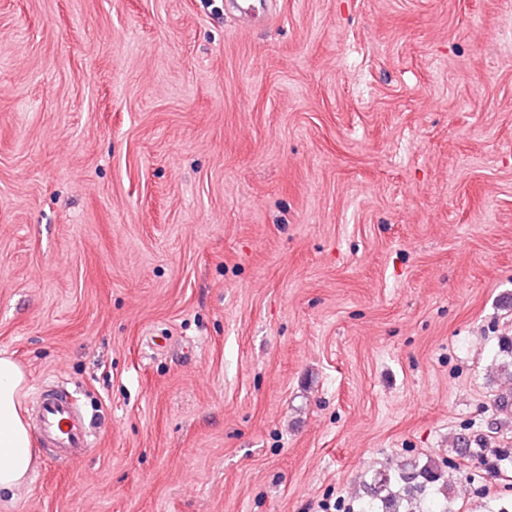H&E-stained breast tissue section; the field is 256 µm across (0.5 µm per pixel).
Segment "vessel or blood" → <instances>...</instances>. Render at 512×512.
Segmentation results:
<instances>
[{"instance_id": "1", "label": "vessel or blood", "mask_w": 512, "mask_h": 512, "mask_svg": "<svg viewBox=\"0 0 512 512\" xmlns=\"http://www.w3.org/2000/svg\"><path fill=\"white\" fill-rule=\"evenodd\" d=\"M272 2L228 0L225 12L241 21L253 22L267 16ZM33 429L39 444L57 449L62 460L86 454L95 445L92 424L77 409L71 394L63 391L40 392Z\"/></svg>"}]
</instances>
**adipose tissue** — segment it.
Returning <instances> with one entry per match:
<instances>
[{
  "mask_svg": "<svg viewBox=\"0 0 512 512\" xmlns=\"http://www.w3.org/2000/svg\"><path fill=\"white\" fill-rule=\"evenodd\" d=\"M27 376L10 355L0 354V492L26 484L35 462L22 399Z\"/></svg>",
  "mask_w": 512,
  "mask_h": 512,
  "instance_id": "adipose-tissue-1",
  "label": "adipose tissue"
}]
</instances>
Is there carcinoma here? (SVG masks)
Here are the masks:
<instances>
[{"label": "carcinoma", "instance_id": "1", "mask_svg": "<svg viewBox=\"0 0 512 512\" xmlns=\"http://www.w3.org/2000/svg\"><path fill=\"white\" fill-rule=\"evenodd\" d=\"M508 386L496 398L497 410L512 420V361L508 362ZM456 445L469 449V457H495L487 470L500 475L512 469V450L490 448L480 439L476 443L461 436ZM445 463L429 456L403 461L388 470L371 474L364 483L365 495L357 512H450L448 510L450 481L445 476Z\"/></svg>", "mask_w": 512, "mask_h": 512}]
</instances>
